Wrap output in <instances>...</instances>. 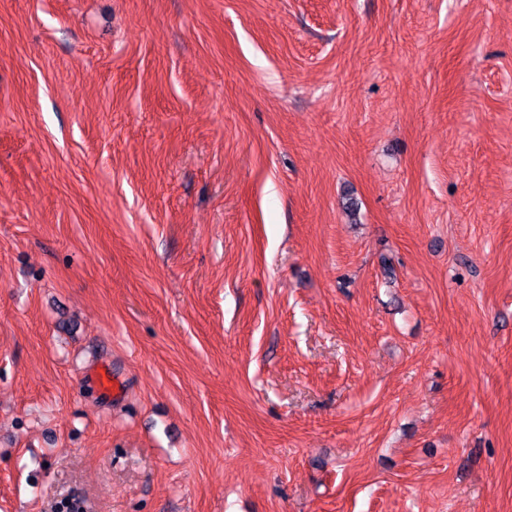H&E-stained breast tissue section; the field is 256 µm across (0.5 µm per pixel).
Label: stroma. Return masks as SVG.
<instances>
[{"label":"stroma","instance_id":"obj_1","mask_svg":"<svg viewBox=\"0 0 512 512\" xmlns=\"http://www.w3.org/2000/svg\"><path fill=\"white\" fill-rule=\"evenodd\" d=\"M66 503L512 512V0H0V512Z\"/></svg>","mask_w":512,"mask_h":512}]
</instances>
